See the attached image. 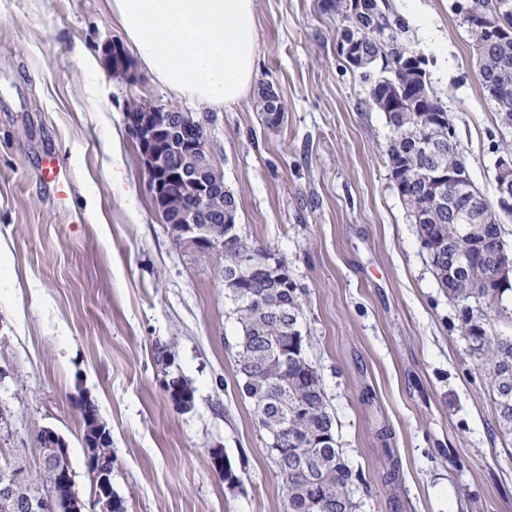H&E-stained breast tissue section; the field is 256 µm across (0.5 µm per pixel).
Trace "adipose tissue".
Returning a JSON list of instances; mask_svg holds the SVG:
<instances>
[{
  "instance_id": "1",
  "label": "adipose tissue",
  "mask_w": 512,
  "mask_h": 512,
  "mask_svg": "<svg viewBox=\"0 0 512 512\" xmlns=\"http://www.w3.org/2000/svg\"><path fill=\"white\" fill-rule=\"evenodd\" d=\"M140 67L178 96L230 107L258 65L253 0H108Z\"/></svg>"
}]
</instances>
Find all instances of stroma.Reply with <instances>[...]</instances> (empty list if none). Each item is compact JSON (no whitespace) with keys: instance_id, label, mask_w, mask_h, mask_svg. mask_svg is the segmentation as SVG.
<instances>
[{"instance_id":"stroma-1","label":"stroma","mask_w":512,"mask_h":512,"mask_svg":"<svg viewBox=\"0 0 512 512\" xmlns=\"http://www.w3.org/2000/svg\"><path fill=\"white\" fill-rule=\"evenodd\" d=\"M428 60L470 178L494 198L512 150L476 78L454 0H391ZM253 89L213 112L138 72L104 70L108 111L77 52L121 39L105 0H0V457L34 470L36 436L66 440L90 498L83 421L95 404L112 437V489L126 512H284L253 405L238 387L237 324L217 256L176 245L126 123L147 99L203 121L249 242L284 262L304 298L315 366L359 512H512V435L496 428L486 372L458 331L390 179L385 116L336 51L323 0H254ZM272 84L284 118L257 99ZM56 155L57 189L44 169ZM194 388L181 410L159 383L158 348ZM241 477L229 486L211 454Z\"/></svg>"}]
</instances>
